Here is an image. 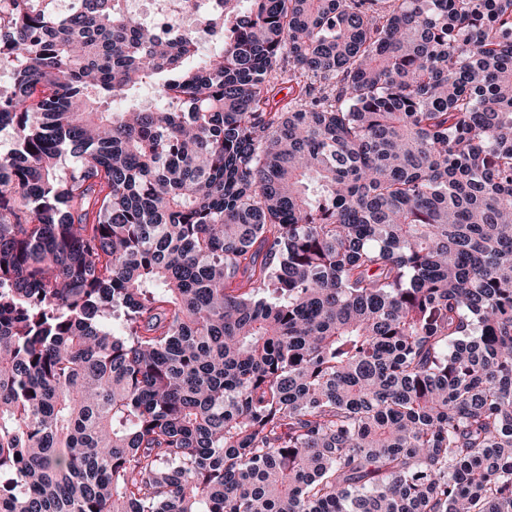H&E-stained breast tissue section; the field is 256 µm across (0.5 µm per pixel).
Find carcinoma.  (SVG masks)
<instances>
[{
	"instance_id": "carcinoma-1",
	"label": "carcinoma",
	"mask_w": 512,
	"mask_h": 512,
	"mask_svg": "<svg viewBox=\"0 0 512 512\" xmlns=\"http://www.w3.org/2000/svg\"><path fill=\"white\" fill-rule=\"evenodd\" d=\"M51 2L0 0V512H512V0H219L209 56Z\"/></svg>"
}]
</instances>
